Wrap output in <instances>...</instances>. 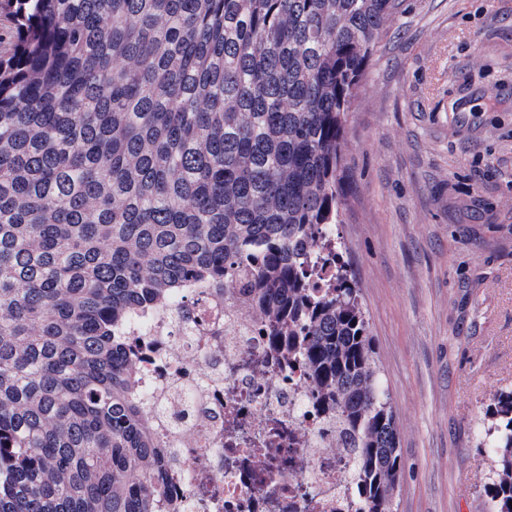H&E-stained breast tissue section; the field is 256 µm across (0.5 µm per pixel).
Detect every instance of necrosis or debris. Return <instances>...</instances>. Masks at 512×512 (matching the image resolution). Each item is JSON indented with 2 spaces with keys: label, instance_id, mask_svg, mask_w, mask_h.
Masks as SVG:
<instances>
[{
  "label": "necrosis or debris",
  "instance_id": "4bbe7bcc",
  "mask_svg": "<svg viewBox=\"0 0 512 512\" xmlns=\"http://www.w3.org/2000/svg\"><path fill=\"white\" fill-rule=\"evenodd\" d=\"M241 294L182 293L131 327L151 401L192 392L158 429L163 447L182 451L167 482L196 512H338L352 461L326 450L336 430L306 372L272 359Z\"/></svg>",
  "mask_w": 512,
  "mask_h": 512
}]
</instances>
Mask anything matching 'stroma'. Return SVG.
<instances>
[{
    "label": "stroma",
    "instance_id": "obj_1",
    "mask_svg": "<svg viewBox=\"0 0 512 512\" xmlns=\"http://www.w3.org/2000/svg\"><path fill=\"white\" fill-rule=\"evenodd\" d=\"M356 275L403 470L394 512H485L512 389V0H404L347 116Z\"/></svg>",
    "mask_w": 512,
    "mask_h": 512
}]
</instances>
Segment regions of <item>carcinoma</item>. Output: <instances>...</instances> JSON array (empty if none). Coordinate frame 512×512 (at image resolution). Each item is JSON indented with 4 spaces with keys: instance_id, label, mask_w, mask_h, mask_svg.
Returning a JSON list of instances; mask_svg holds the SVG:
<instances>
[{
    "instance_id": "cac0c4a2",
    "label": "carcinoma",
    "mask_w": 512,
    "mask_h": 512,
    "mask_svg": "<svg viewBox=\"0 0 512 512\" xmlns=\"http://www.w3.org/2000/svg\"><path fill=\"white\" fill-rule=\"evenodd\" d=\"M403 0H0V512H169L131 323L190 281L251 277L350 454L353 512H393L398 430L330 228L347 113ZM482 445L512 512V391Z\"/></svg>"
}]
</instances>
